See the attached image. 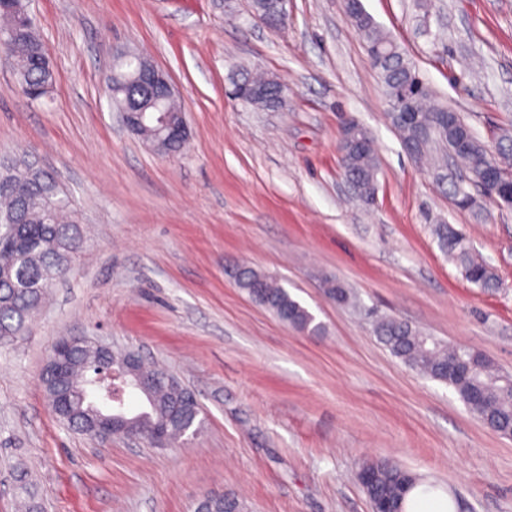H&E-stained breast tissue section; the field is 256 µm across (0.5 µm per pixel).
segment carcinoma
Wrapping results in <instances>:
<instances>
[{"mask_svg":"<svg viewBox=\"0 0 512 512\" xmlns=\"http://www.w3.org/2000/svg\"><path fill=\"white\" fill-rule=\"evenodd\" d=\"M350 18L378 72L387 102L403 108V112L389 117L403 147L415 149L414 158L422 159L434 145L442 144L470 179L492 171L502 184L511 185L512 140L503 136L492 147L476 135L459 113L433 104L430 87L397 43L368 14L354 10ZM0 30L14 33L21 45V52L12 61L24 95L32 101L47 96L55 74L25 0H0ZM138 69L136 58H117L105 78V88L110 104L131 106L146 113L147 130L141 136L155 143L154 112L161 106L172 112L181 111V107L175 100L162 105L153 98L139 83ZM236 81L262 86L275 81V77L243 71ZM340 151L345 177L355 183L363 201H372L379 161L369 132L360 130L341 138ZM448 195L460 210L473 211L477 207L476 197L457 181H450ZM4 224L14 225L15 230L11 236L0 238L3 345L23 335L48 288L59 274L68 271L83 238L70 200L55 177L31 167L24 158L0 163V226ZM436 237L440 250L461 266L471 283L484 290L499 287L493 268L476 253L465 233L450 224H440ZM234 271L237 287L279 321L310 336L324 332V325L277 280L248 265H237ZM373 332L393 356L422 376L452 387L465 406L491 429L505 436L512 434V376L500 372L485 358L480 371H467L465 363L474 355L473 351L450 349L408 322L382 317ZM72 361L71 410L60 417V422L84 434L88 431L85 411L96 401V391L102 388L98 373L107 364L90 356L80 344L73 348ZM141 376L145 381V402L137 412L128 414L125 425L145 434L163 428L170 447L184 443L203 428L206 417L200 407L184 421L174 419V412L185 397V386L172 373L144 366ZM362 467L373 475L372 483L365 489L367 496L385 499L400 512H407L409 497L419 484L417 476L389 460L367 461ZM210 510L241 512V504L235 497L225 495L213 499Z\"/></svg>","mask_w":512,"mask_h":512,"instance_id":"obj_1","label":"carcinoma"}]
</instances>
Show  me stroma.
Listing matches in <instances>:
<instances>
[{
  "mask_svg": "<svg viewBox=\"0 0 512 512\" xmlns=\"http://www.w3.org/2000/svg\"><path fill=\"white\" fill-rule=\"evenodd\" d=\"M438 99L482 139L512 131V0H362ZM55 72L34 103L0 66V158L39 160L82 216L86 241L24 336L0 346V512L28 474L42 512H192L208 494L243 512H371L363 462L404 465L461 512H512V439L453 388L391 355L376 317L469 347L512 374V210L457 209L411 158L343 0H288L285 26L251 0H29ZM168 71L191 134L177 155L121 128L101 88L112 52ZM278 77L288 106L229 94L239 71ZM372 134V203L346 185L345 122ZM462 230L497 274L487 291L439 249ZM275 276L325 326L276 320L229 275ZM353 300L327 299V279ZM139 350L191 388L206 417L185 444L94 440L50 412L41 371L60 337Z\"/></svg>",
  "mask_w": 512,
  "mask_h": 512,
  "instance_id": "1",
  "label": "stroma"
}]
</instances>
